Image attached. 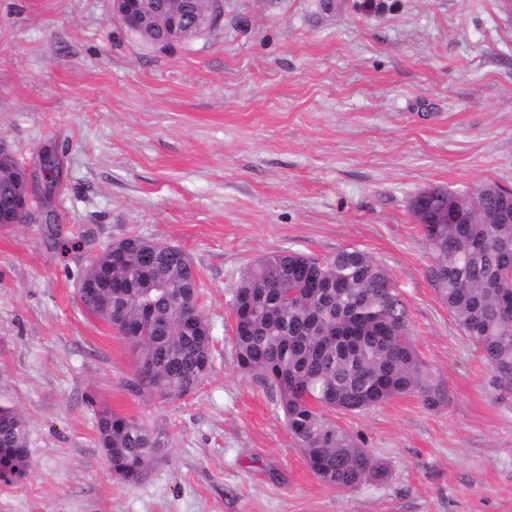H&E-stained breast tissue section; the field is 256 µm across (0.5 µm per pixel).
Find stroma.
I'll return each mask as SVG.
<instances>
[{
    "instance_id": "1",
    "label": "stroma",
    "mask_w": 512,
    "mask_h": 512,
    "mask_svg": "<svg viewBox=\"0 0 512 512\" xmlns=\"http://www.w3.org/2000/svg\"><path fill=\"white\" fill-rule=\"evenodd\" d=\"M0 140L62 157L44 224H0V404L31 471L0 512H512V405L429 281L410 204L431 186L512 190V13L502 0H224V28L161 48L111 0H0ZM139 234L184 250L203 285L212 369L187 396L132 392L128 345L84 309L97 245ZM367 252L448 389L336 413L388 468L341 491L310 471L275 399L237 364L241 273L283 249ZM165 429L135 486L96 445L97 408Z\"/></svg>"
}]
</instances>
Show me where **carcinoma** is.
<instances>
[{
    "instance_id": "obj_1",
    "label": "carcinoma",
    "mask_w": 512,
    "mask_h": 512,
    "mask_svg": "<svg viewBox=\"0 0 512 512\" xmlns=\"http://www.w3.org/2000/svg\"><path fill=\"white\" fill-rule=\"evenodd\" d=\"M0 161V211L12 207V172ZM500 187L483 183L469 193L447 188L411 206L430 254L428 277L448 312L489 368L496 404L512 403V206L500 207ZM60 254L81 249L84 235L53 241ZM119 263L101 248L81 278H112L124 288L107 295L79 289L83 307L120 334L134 356L131 389L162 399L194 391L212 369L213 335L202 312V282L180 248H158L134 234L120 241ZM231 305L238 365L277 398L297 447L316 478L338 490L387 476L358 435L331 413L361 412L407 395L436 409L448 402L442 382L427 371L412 336L407 306L391 275L366 252L346 248L327 257L281 250L258 259L240 277ZM97 445L109 474L136 485L168 436L131 416L98 411ZM30 468L27 424L0 405V480Z\"/></svg>"
}]
</instances>
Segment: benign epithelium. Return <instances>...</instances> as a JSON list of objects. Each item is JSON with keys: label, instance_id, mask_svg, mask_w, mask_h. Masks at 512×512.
Masks as SVG:
<instances>
[{"label": "benign epithelium", "instance_id": "obj_1", "mask_svg": "<svg viewBox=\"0 0 512 512\" xmlns=\"http://www.w3.org/2000/svg\"><path fill=\"white\" fill-rule=\"evenodd\" d=\"M185 0H112V13L128 27L137 28L152 39L158 35L170 42H186L214 30L224 20V0H209L205 9L196 5L187 11L178 7ZM40 180L25 169L21 190L8 218L0 216V224H22L29 216L34 186L44 192L50 184L47 171L39 169Z\"/></svg>", "mask_w": 512, "mask_h": 512}]
</instances>
